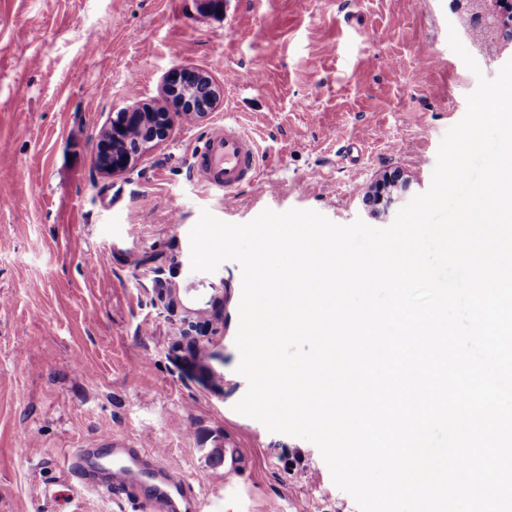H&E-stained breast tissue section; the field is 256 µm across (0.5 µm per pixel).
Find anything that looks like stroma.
Instances as JSON below:
<instances>
[{"label": "stroma", "mask_w": 512, "mask_h": 512, "mask_svg": "<svg viewBox=\"0 0 512 512\" xmlns=\"http://www.w3.org/2000/svg\"><path fill=\"white\" fill-rule=\"evenodd\" d=\"M505 2L0 0V512H149L147 485L104 497L69 479L66 453L106 433L159 451L206 512H359L313 443L235 411L241 268L192 271L189 233L205 210L389 226L430 188L479 77L512 60ZM174 68L209 73L220 105L100 174L99 129ZM227 120L263 152L260 187L231 206L192 173ZM158 267L176 302L157 301Z\"/></svg>", "instance_id": "1"}]
</instances>
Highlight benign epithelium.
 Wrapping results in <instances>:
<instances>
[{
	"instance_id": "benign-epithelium-1",
	"label": "benign epithelium",
	"mask_w": 512,
	"mask_h": 512,
	"mask_svg": "<svg viewBox=\"0 0 512 512\" xmlns=\"http://www.w3.org/2000/svg\"><path fill=\"white\" fill-rule=\"evenodd\" d=\"M164 92L170 109L130 107L115 113L100 129L93 156L99 172L114 174L125 169L149 144L165 140L183 117L202 118L221 98L220 88L202 72H172Z\"/></svg>"
}]
</instances>
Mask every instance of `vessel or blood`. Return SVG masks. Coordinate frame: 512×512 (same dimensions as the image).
<instances>
[{"label": "vessel or blood", "mask_w": 512, "mask_h": 512, "mask_svg": "<svg viewBox=\"0 0 512 512\" xmlns=\"http://www.w3.org/2000/svg\"><path fill=\"white\" fill-rule=\"evenodd\" d=\"M194 166L202 181L232 201L239 188L257 185L260 170V150L257 143L232 122L215 129L196 155ZM94 448L74 449L70 471L83 485H90L88 461L97 456ZM112 482L100 487L102 495L113 489L136 484L143 471H153L151 505L155 512H182L193 505L190 488L179 469L157 464L156 455L143 448H116L109 461Z\"/></svg>", "instance_id": "1"}]
</instances>
